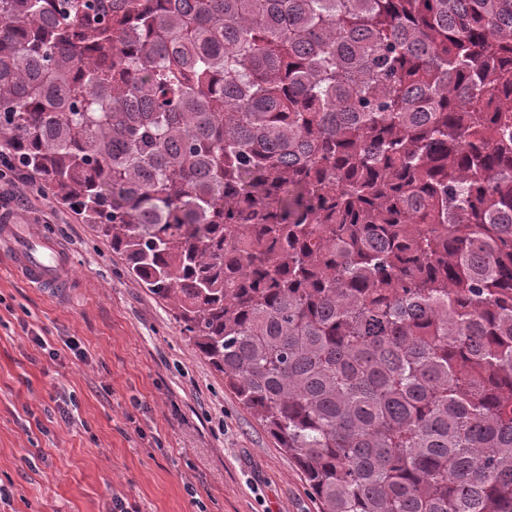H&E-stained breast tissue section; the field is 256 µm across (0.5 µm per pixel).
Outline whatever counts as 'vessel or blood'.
<instances>
[{"label":"vessel or blood","instance_id":"vessel-or-blood-1","mask_svg":"<svg viewBox=\"0 0 512 512\" xmlns=\"http://www.w3.org/2000/svg\"><path fill=\"white\" fill-rule=\"evenodd\" d=\"M0 254L38 288L64 297L73 285L72 265L59 243L35 225L16 223L9 214L0 218Z\"/></svg>","mask_w":512,"mask_h":512}]
</instances>
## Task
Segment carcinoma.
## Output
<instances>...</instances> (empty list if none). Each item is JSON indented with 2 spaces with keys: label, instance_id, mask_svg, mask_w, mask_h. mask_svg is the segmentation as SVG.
<instances>
[{
  "label": "carcinoma",
  "instance_id": "obj_1",
  "mask_svg": "<svg viewBox=\"0 0 512 512\" xmlns=\"http://www.w3.org/2000/svg\"><path fill=\"white\" fill-rule=\"evenodd\" d=\"M1 154L319 512H512V0H0Z\"/></svg>",
  "mask_w": 512,
  "mask_h": 512
}]
</instances>
